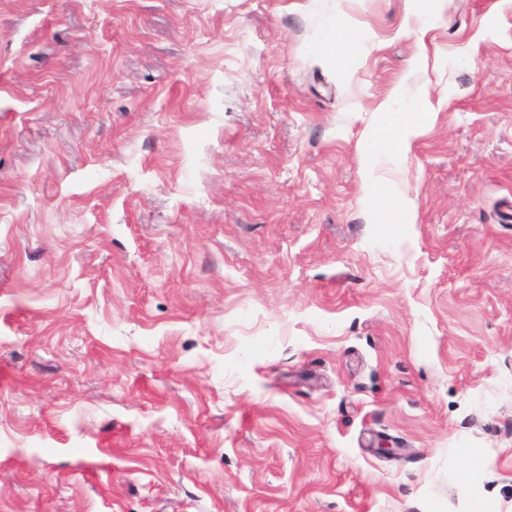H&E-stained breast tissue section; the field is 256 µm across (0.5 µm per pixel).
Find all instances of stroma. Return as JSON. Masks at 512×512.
Segmentation results:
<instances>
[{"label":"stroma","mask_w":512,"mask_h":512,"mask_svg":"<svg viewBox=\"0 0 512 512\" xmlns=\"http://www.w3.org/2000/svg\"><path fill=\"white\" fill-rule=\"evenodd\" d=\"M419 6L0 0V512H512V0ZM430 110L431 104L429 101L422 99L415 112L408 114L410 121L405 126L403 138L397 142L395 156L403 155L409 149L411 138L421 129L422 122L425 120L426 114H428L427 112H430Z\"/></svg>","instance_id":"35a3bbf8"}]
</instances>
